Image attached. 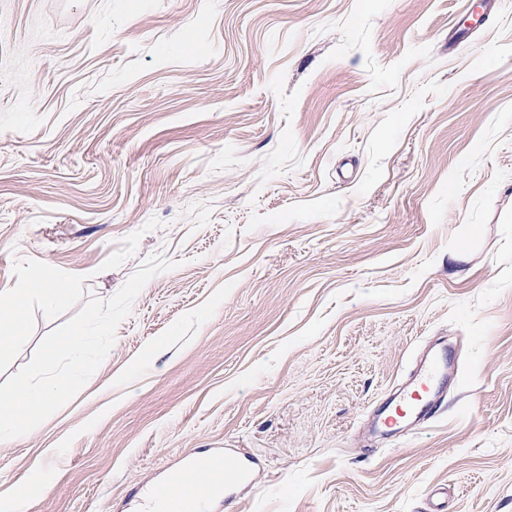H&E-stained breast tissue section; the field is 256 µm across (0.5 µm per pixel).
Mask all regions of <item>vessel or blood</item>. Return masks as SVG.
I'll return each mask as SVG.
<instances>
[{
    "mask_svg": "<svg viewBox=\"0 0 512 512\" xmlns=\"http://www.w3.org/2000/svg\"><path fill=\"white\" fill-rule=\"evenodd\" d=\"M448 372L445 352L427 356L417 365L403 390L400 405L388 406L380 423L386 433H400L409 419L430 414L439 380ZM254 462L229 448L184 456L150 488L138 490L133 512H219L233 490L248 482Z\"/></svg>",
    "mask_w": 512,
    "mask_h": 512,
    "instance_id": "vessel-or-blood-1",
    "label": "vessel or blood"
}]
</instances>
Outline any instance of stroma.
Segmentation results:
<instances>
[{"mask_svg": "<svg viewBox=\"0 0 512 512\" xmlns=\"http://www.w3.org/2000/svg\"><path fill=\"white\" fill-rule=\"evenodd\" d=\"M466 3L0 0V384L179 263L0 441V512H129L203 448L256 461L230 512H512V0ZM439 342L435 416L371 433ZM21 323L18 315L13 313L0 317V349H6L18 344L24 339L21 336Z\"/></svg>", "mask_w": 512, "mask_h": 512, "instance_id": "35a3bbf8", "label": "stroma"}]
</instances>
